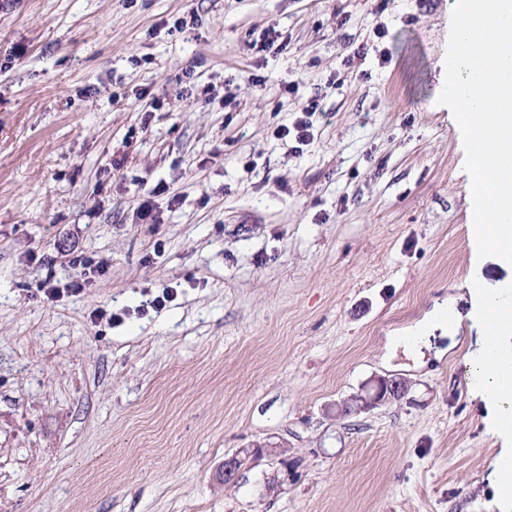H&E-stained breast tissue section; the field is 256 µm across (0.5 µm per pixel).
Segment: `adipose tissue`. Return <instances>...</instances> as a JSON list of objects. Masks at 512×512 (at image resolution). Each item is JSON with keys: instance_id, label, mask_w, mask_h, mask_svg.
I'll use <instances>...</instances> for the list:
<instances>
[{"instance_id": "1", "label": "adipose tissue", "mask_w": 512, "mask_h": 512, "mask_svg": "<svg viewBox=\"0 0 512 512\" xmlns=\"http://www.w3.org/2000/svg\"><path fill=\"white\" fill-rule=\"evenodd\" d=\"M512 339V316L501 318L496 332L487 333L482 356L471 366L473 389L488 397L492 422L504 434L512 435V397L500 395L502 376L507 372L503 362V344Z\"/></svg>"}]
</instances>
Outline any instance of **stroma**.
Returning a JSON list of instances; mask_svg holds the SVG:
<instances>
[{"label":"stroma","instance_id":"obj_1","mask_svg":"<svg viewBox=\"0 0 512 512\" xmlns=\"http://www.w3.org/2000/svg\"><path fill=\"white\" fill-rule=\"evenodd\" d=\"M451 2L0 0V512H501ZM374 376L410 390L337 416ZM320 109V101L317 99L307 100L300 110L301 115L297 116L291 126H281L276 135L278 139L293 137L299 145L309 146L315 142L314 122L312 118ZM86 279L81 281H70L60 285L59 282L54 283L51 280H44L38 284V290L43 292L48 299L54 300L64 295L72 296L80 294L86 288Z\"/></svg>","mask_w":512,"mask_h":512}]
</instances>
